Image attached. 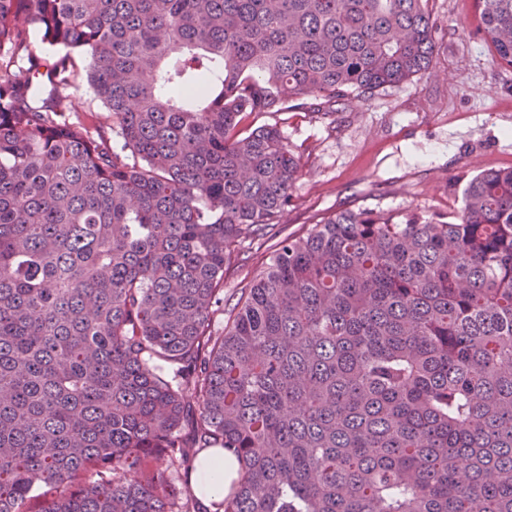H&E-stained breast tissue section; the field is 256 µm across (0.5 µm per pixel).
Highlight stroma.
Masks as SVG:
<instances>
[{
  "instance_id": "1",
  "label": "stroma",
  "mask_w": 512,
  "mask_h": 512,
  "mask_svg": "<svg viewBox=\"0 0 512 512\" xmlns=\"http://www.w3.org/2000/svg\"><path fill=\"white\" fill-rule=\"evenodd\" d=\"M433 10L446 35L430 74L366 100L337 103L332 115L265 116L297 154L302 176L274 236L243 244L233 256L225 314H232L278 240L305 234L341 211L450 215L474 175L512 168V68L496 63L475 0H434Z\"/></svg>"
}]
</instances>
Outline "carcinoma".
I'll list each match as a JSON object with an SVG mask.
<instances>
[{
    "label": "carcinoma",
    "instance_id": "1",
    "mask_svg": "<svg viewBox=\"0 0 512 512\" xmlns=\"http://www.w3.org/2000/svg\"><path fill=\"white\" fill-rule=\"evenodd\" d=\"M431 2L0 0V512H199L207 448L223 512H512V168L281 240L213 328L301 176L255 119L414 83ZM239 465L234 457L221 448H209L201 452L191 482L196 497L209 507L214 501L224 499L228 489L239 478Z\"/></svg>",
    "mask_w": 512,
    "mask_h": 512
}]
</instances>
